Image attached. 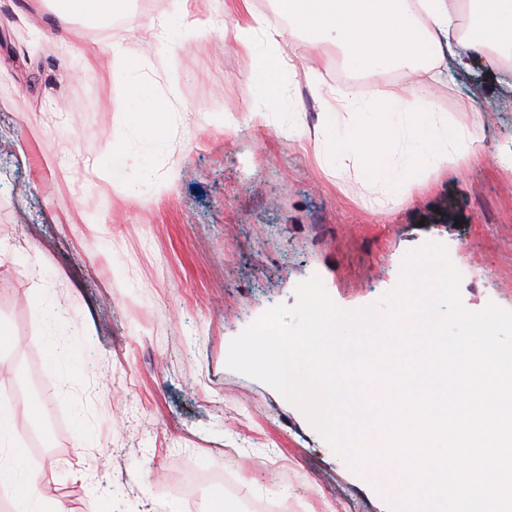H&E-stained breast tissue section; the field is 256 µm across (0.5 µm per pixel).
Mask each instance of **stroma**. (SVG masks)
<instances>
[{"label":"stroma","instance_id":"obj_1","mask_svg":"<svg viewBox=\"0 0 512 512\" xmlns=\"http://www.w3.org/2000/svg\"><path fill=\"white\" fill-rule=\"evenodd\" d=\"M217 35L149 42L173 0H128L127 23L54 13L48 0H0V406L26 461L69 512H190L173 484L238 474L237 496L203 485L206 512L239 499L283 512H390L304 414L231 370V340L268 309L293 306L318 276L346 310L379 307L411 251L446 246L470 310H512V69L478 61L473 80L430 81L437 109L483 112L484 156L462 159L378 206L361 183L319 161L289 122L315 124L312 89L354 84L400 94L401 71H351L333 43L296 35V69L259 97L265 52L243 51L242 17L193 0ZM151 84L145 119L170 90L147 153L121 159L130 192L102 175L126 131L132 84ZM238 120L237 130L225 118Z\"/></svg>","mask_w":512,"mask_h":512}]
</instances>
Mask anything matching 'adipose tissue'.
<instances>
[{"label":"adipose tissue","mask_w":512,"mask_h":512,"mask_svg":"<svg viewBox=\"0 0 512 512\" xmlns=\"http://www.w3.org/2000/svg\"><path fill=\"white\" fill-rule=\"evenodd\" d=\"M245 16L237 40L250 48L255 34L270 47L260 62L259 92L267 94L287 66L281 47L287 33H310L315 43L333 42L352 68L384 72L398 69L413 76L452 63L461 73L474 58L512 67V0H278L280 22L256 12L252 0H232ZM189 0H179L172 21L150 26L154 39L198 40L213 34L207 21L192 17ZM427 90L413 88L411 98L375 92L359 96L346 88L326 98L314 127L295 126L289 135L309 137L329 165L353 169L387 200L411 185L457 163L482 147L481 112H473L470 128L458 127L449 113L419 108ZM149 96L133 85L128 107L127 137L114 146L107 166L118 176L122 155L149 148L158 126L145 122L141 105ZM0 496L14 512H68L46 494L38 468L27 464L11 436L10 414L0 410Z\"/></svg>","instance_id":"adipose-tissue-1"}]
</instances>
